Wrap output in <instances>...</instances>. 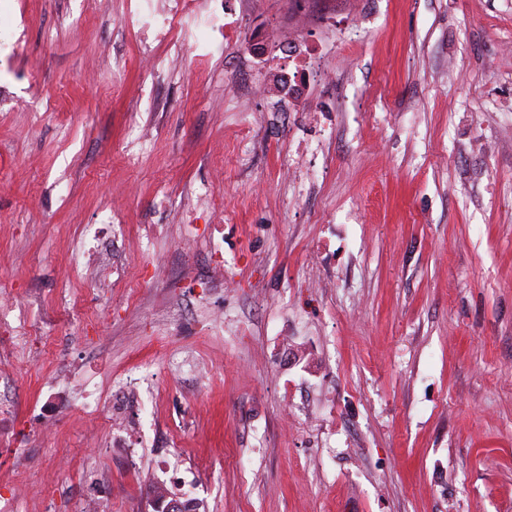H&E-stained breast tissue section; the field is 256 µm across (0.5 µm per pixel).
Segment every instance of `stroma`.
<instances>
[{
  "label": "stroma",
  "mask_w": 512,
  "mask_h": 512,
  "mask_svg": "<svg viewBox=\"0 0 512 512\" xmlns=\"http://www.w3.org/2000/svg\"><path fill=\"white\" fill-rule=\"evenodd\" d=\"M135 4L0 0V301L47 334L32 357L0 327V512H154L157 491L199 512H512V0L328 20L222 0L228 37L153 45L151 73ZM207 183L220 288L208 213L177 224ZM112 222L135 283L105 302L68 260L78 225ZM206 305L237 334L201 331ZM171 360L203 379L125 400L132 430L75 402ZM20 482L52 503L13 502Z\"/></svg>",
  "instance_id": "obj_1"
}]
</instances>
